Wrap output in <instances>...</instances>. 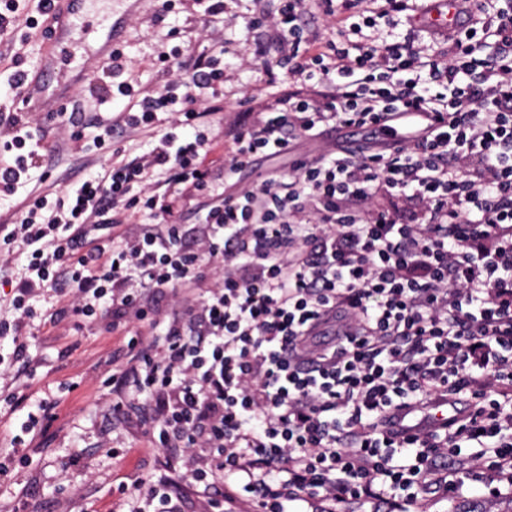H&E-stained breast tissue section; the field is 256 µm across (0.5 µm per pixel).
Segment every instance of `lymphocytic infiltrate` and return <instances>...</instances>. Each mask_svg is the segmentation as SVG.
Here are the masks:
<instances>
[{
	"label": "lymphocytic infiltrate",
	"instance_id": "f902f5d3",
	"mask_svg": "<svg viewBox=\"0 0 512 512\" xmlns=\"http://www.w3.org/2000/svg\"><path fill=\"white\" fill-rule=\"evenodd\" d=\"M373 2L359 22L362 0H316L341 26L339 39L316 43L301 24L305 0H283L288 88L272 111L228 129L225 189L201 216L199 248H182L176 213L182 190L212 186L207 130L224 103L196 104L224 83L220 40L207 53H160L182 71L160 91L104 87L103 98L127 99V126L176 113L146 158L55 201L24 200L19 219L0 222L1 243L31 248L12 300L19 317L1 320L0 335L17 339L32 292L65 282L72 315L146 323L151 342L131 335V364L112 377L113 410L150 403L160 447L204 452L188 477L206 489L224 478L212 512L242 500L288 512L308 497L330 512L376 501L407 512L468 479L512 486V0H481L443 56L375 33L380 18L397 27L411 0ZM413 113L427 125L407 128L390 153L299 157L287 178L235 188L257 155L290 153L288 129L317 136ZM31 138L22 114L0 113L1 191L40 163ZM157 170L161 193L148 185ZM381 194L403 210L375 207ZM132 213L145 221L133 242L121 230ZM93 224L112 235L90 238ZM166 295L181 310L162 313ZM466 392L471 404L445 422L397 428L398 413Z\"/></svg>",
	"mask_w": 512,
	"mask_h": 512
}]
</instances>
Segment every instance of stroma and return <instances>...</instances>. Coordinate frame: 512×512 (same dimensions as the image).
<instances>
[{
  "instance_id": "1",
  "label": "stroma",
  "mask_w": 512,
  "mask_h": 512,
  "mask_svg": "<svg viewBox=\"0 0 512 512\" xmlns=\"http://www.w3.org/2000/svg\"><path fill=\"white\" fill-rule=\"evenodd\" d=\"M280 8V0H224V15L217 25L225 49L224 112L213 126V158L224 159L230 150L224 124L238 112L239 100L248 99L250 111L262 112L279 90L278 85L268 83L262 67L263 62L277 58L271 47L274 29L270 25L251 27L247 21L259 14L276 19ZM200 12V7H189L180 0L162 22H154L150 10L130 17L121 42L128 64L126 78L148 92L161 90L175 79L177 67L163 69L155 59L181 41L196 53L210 47ZM15 55L28 73L44 66L61 72L68 104H80L87 116L118 112L125 106L121 100L101 103L98 87L74 82L78 71L103 67L90 48L78 45L69 57H60L41 31L21 21L9 39L0 42V111L21 108L19 100L7 93L9 60ZM25 118L47 132L35 146L45 165L32 170L15 193L0 192V218L12 217L25 197L56 198L109 163L104 151L93 145V129H86L84 137L76 140L68 125L44 112H29ZM157 135L154 127H122L113 132L112 145L120 149L122 160L130 161L150 153ZM354 143L365 155L388 145L387 140L374 137L370 128L357 127L315 137L296 136L294 151L314 156ZM28 253L27 246L13 245L0 265L2 318L13 317L10 303L25 276ZM71 297L68 286L60 291L45 288L30 296L33 315L22 330L29 366L20 371L9 368L0 376V463L5 466L0 472V512H133L144 504V494L135 490V481H154L169 462L177 466L173 496L193 502V489L180 466V450L159 448L150 441L149 408L126 415L112 412L116 400L112 375L127 362L125 337L109 332L111 315L80 327L73 317L61 315V307ZM20 395L25 396V404L11 407V397ZM45 400L55 403L56 420L36 432L34 439L23 440L22 424ZM430 512H512V489L505 487L491 495L483 484L468 480L459 493L437 501Z\"/></svg>"
}]
</instances>
